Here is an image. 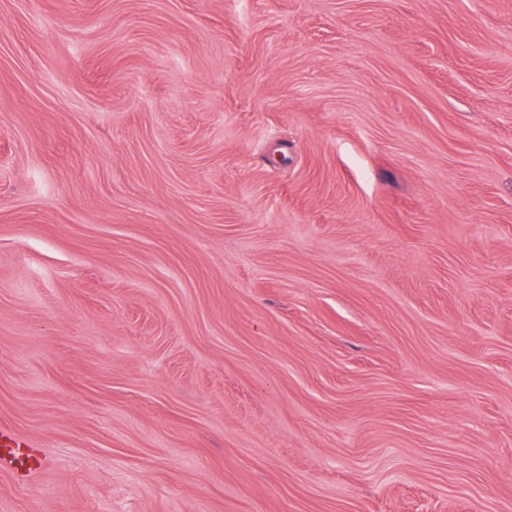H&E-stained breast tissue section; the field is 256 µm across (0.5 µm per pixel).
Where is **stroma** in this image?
Returning a JSON list of instances; mask_svg holds the SVG:
<instances>
[{"label": "stroma", "mask_w": 512, "mask_h": 512, "mask_svg": "<svg viewBox=\"0 0 512 512\" xmlns=\"http://www.w3.org/2000/svg\"><path fill=\"white\" fill-rule=\"evenodd\" d=\"M0 512H512V0H0ZM0 446L1 448H7L1 453L0 463L8 464L14 468L16 457L29 448L25 441L17 438L8 427L2 424H0Z\"/></svg>", "instance_id": "stroma-1"}]
</instances>
